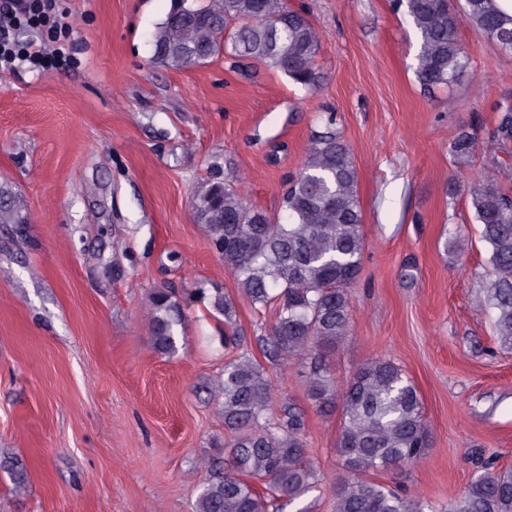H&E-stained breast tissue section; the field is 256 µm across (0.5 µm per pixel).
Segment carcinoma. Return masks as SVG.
I'll list each match as a JSON object with an SVG mask.
<instances>
[{
    "mask_svg": "<svg viewBox=\"0 0 512 512\" xmlns=\"http://www.w3.org/2000/svg\"><path fill=\"white\" fill-rule=\"evenodd\" d=\"M172 0L152 42L154 59L181 68L206 64L223 54L234 66L261 63L309 91L320 82V39L303 3L293 0ZM493 0H464L462 10L481 35L512 53V17ZM418 38L415 76L426 92L457 82L470 57L457 35L451 0H391ZM493 139L512 145V103L496 107ZM335 114L312 135L301 168L289 176L273 220L248 204L233 175L214 162L193 196L196 221L238 289L256 309L275 306L272 324L260 325L264 358L245 352L224 364L214 392L224 418V453L206 461L195 512H280L316 488L318 475L305 441L306 416L292 399L270 404L267 368L291 358L309 361L308 396L319 411L340 408L336 451L348 476L334 485L336 512H512V469L487 460L465 491L439 507L360 478L369 470L403 469L419 463L431 433L418 390L392 359L360 366L344 384L325 362L350 330L351 293L363 271L365 248L358 172L350 149L336 133ZM471 128L459 129L450 145L454 164L468 165L476 151ZM480 237L489 252L492 280L487 301L498 348L512 350V193L477 181L470 195ZM25 209L14 196L0 206V223L12 224ZM214 314L234 327L236 305L223 289L198 287ZM152 344L172 356L182 340L183 309L174 288H158L144 307ZM264 481L261 494L249 482Z\"/></svg>",
    "mask_w": 512,
    "mask_h": 512,
    "instance_id": "1",
    "label": "carcinoma"
}]
</instances>
